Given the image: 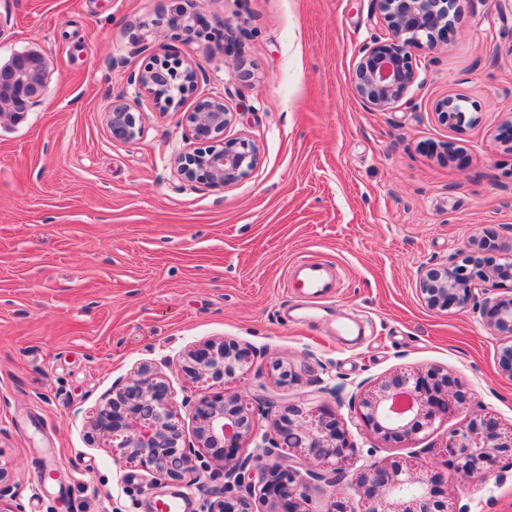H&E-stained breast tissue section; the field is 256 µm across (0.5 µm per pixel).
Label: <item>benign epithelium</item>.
Here are the masks:
<instances>
[{
	"mask_svg": "<svg viewBox=\"0 0 512 512\" xmlns=\"http://www.w3.org/2000/svg\"><path fill=\"white\" fill-rule=\"evenodd\" d=\"M391 31L385 41L375 40L361 49L352 90L371 108L385 111L408 93L416 71L411 50L432 48L448 30L459 0H375ZM31 65L28 52L16 53L0 67V112L19 118L46 91V78L35 84L18 75ZM198 70L185 59L172 58L145 65L130 77L137 96L149 97L160 112L176 109L193 94ZM462 96L446 97L437 104L438 119L451 126L466 117ZM112 136L132 142L141 132L140 116L128 102L112 104L108 111ZM237 119L222 97L201 99L182 121L198 141H218ZM259 162V148L246 138L224 142L217 149L179 150L170 163L181 179L212 186H230L248 177ZM512 279V254L476 280L462 276L453 265L420 270L419 290L430 308H466L475 290L485 284ZM488 328L506 339L499 366L512 376V295L485 300L482 306ZM253 353L225 341H209L182 356L178 370L196 383H222L251 364ZM463 383L443 370L430 367L399 371L367 390L354 394L364 426L385 441L410 442L438 418H446L465 404ZM190 413L195 423L194 441L188 444L176 421L174 395L167 379L142 367L136 377L112 387L92 419L93 430L109 446L124 450L126 459L154 478L195 484L186 479L198 472L201 451L222 468L224 495L203 505V512H308L307 488L314 482L333 484L345 478V466L354 444L339 415L308 401L277 411L268 405L271 431L260 433L243 396L223 389L196 402ZM253 445L246 456L242 448ZM448 469L470 478H484L501 461L512 460V430L505 431L488 414L469 418L459 431L438 446L426 449ZM362 512H448L447 492L441 474L412 459L374 462L351 482Z\"/></svg>",
	"mask_w": 512,
	"mask_h": 512,
	"instance_id": "7a95c632",
	"label": "benign epithelium"
}]
</instances>
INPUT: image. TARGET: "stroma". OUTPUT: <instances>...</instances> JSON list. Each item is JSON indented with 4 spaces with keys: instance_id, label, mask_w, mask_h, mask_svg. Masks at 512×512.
I'll list each match as a JSON object with an SVG mask.
<instances>
[{
    "instance_id": "35a3bbf8",
    "label": "stroma",
    "mask_w": 512,
    "mask_h": 512,
    "mask_svg": "<svg viewBox=\"0 0 512 512\" xmlns=\"http://www.w3.org/2000/svg\"><path fill=\"white\" fill-rule=\"evenodd\" d=\"M0 0V65L35 51L45 95L0 118V464L13 512H188L223 480H154L122 462L90 420L113 384L146 365L183 399L205 391L168 365L225 340L254 354L234 384L283 406L345 393L404 366H438L465 383L464 413L413 445L346 419L350 473L415 454L489 413L512 426V377L478 306L430 309L422 267L490 265L512 252V0H467L436 46L414 52L411 90L388 110L351 90L360 48L387 39L373 0ZM232 40H225V33ZM189 57L196 98L237 112L225 139L258 146L229 186L182 180L174 150L198 148L178 111H157L129 81L150 61ZM467 98L476 124L438 121ZM136 103L142 135L114 139L107 112ZM329 267L331 294L303 295L291 270ZM294 378L279 384L275 364ZM469 512H512L503 478L450 482ZM467 101V98L462 96L446 97L442 99L437 104L436 114L438 119L451 126H461L466 117V111L461 103Z\"/></svg>"
}]
</instances>
